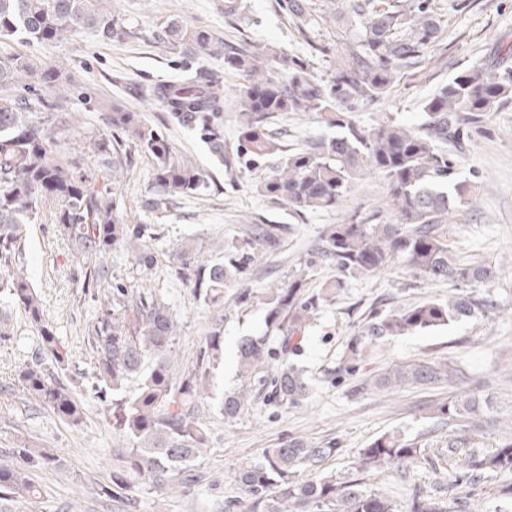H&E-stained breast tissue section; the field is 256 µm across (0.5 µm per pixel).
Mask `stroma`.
<instances>
[{
  "label": "stroma",
  "instance_id": "stroma-1",
  "mask_svg": "<svg viewBox=\"0 0 512 512\" xmlns=\"http://www.w3.org/2000/svg\"><path fill=\"white\" fill-rule=\"evenodd\" d=\"M242 4L243 18L235 23L224 15V0H112L113 10L138 30V38L105 43L85 32L69 42L29 49L47 64L66 62L67 109L81 113L86 130L107 129L113 103L131 106L162 130L176 157L198 166L209 178L211 188L205 194L179 200L164 211H148L143 202L152 193V160L143 155L118 187L129 221L152 225L157 234L153 243L157 265L151 284L178 320L184 366L194 362L212 313L175 275L173 254L178 244L195 237L202 258L220 261L231 244L247 236L254 225H286L278 249L260 258L242 281L224 289V359L210 380L218 394L245 385L238 373V346L243 338L264 334L270 286L296 281L311 293L338 277L333 263L307 264L325 225L340 223L346 215L369 224L395 220L387 182L378 173L363 175L340 211L289 213L256 191L257 183L271 173L269 161L230 179L197 135L166 124L161 103L141 96V88L180 81L188 69L198 67L223 73L224 99L229 105L247 83L243 74L225 70L223 57L191 60L149 42V32L174 17L269 59L279 53L301 58L316 77L330 78L351 32L344 14L335 13L329 0H308L316 19L317 45L313 48L297 34L276 0H242ZM432 8L440 22V37L424 50L419 63L397 74L380 101L357 106L352 113L357 124L370 127L390 117L418 125L423 100L463 69H512V56L504 54L505 46L512 45V0H432ZM447 150L457 162L459 179L469 181L476 195L475 206L460 207L453 217L448 249L460 262L495 267V278L477 288L475 295L496 303L498 313L387 338L368 346L355 369L348 371L343 362L346 346L362 334L371 310L389 312L448 296L447 285L423 282L401 266L348 279L336 299L321 306L295 358L313 383L308 399L292 407L260 395L230 421L216 404H209L203 420L212 444L200 460L206 480L187 497H170L140 484L127 512H249V501L235 480L238 466L290 435L315 442L336 441L338 451L323 462L322 471L341 480L359 478L367 489L389 496L398 512H404L418 491L447 499L454 475L438 458L448 446V425L428 408L429 403L447 401L451 394L447 385L364 395L357 391L361 383L389 367L447 360L466 372L479 397L493 400L497 419L512 416V99L463 138L449 142ZM53 211L52 203L43 204L37 220L28 225L25 259L45 319L69 351L71 362L63 379L82 398L84 418L79 426L71 427L47 410L21 404L18 369L30 360L38 338L24 314L14 311L16 334L10 344L0 347V449L13 447L22 434L36 446L54 449L66 460L67 470L38 475L39 506H32L27 495L16 494L0 503V512H61L73 481L87 486L106 480L116 445L104 418L105 403L88 393L93 373L86 336L97 305L82 287L69 242L54 230ZM244 290L252 298L242 304L238 295ZM398 430L419 441L425 463L398 471L356 474L352 463L360 450ZM510 483L511 474L500 475L467 488L466 512H512V498L501 493Z\"/></svg>",
  "mask_w": 512,
  "mask_h": 512
}]
</instances>
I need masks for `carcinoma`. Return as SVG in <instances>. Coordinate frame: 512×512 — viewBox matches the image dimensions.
<instances>
[{"label": "carcinoma", "instance_id": "cac0c4a2", "mask_svg": "<svg viewBox=\"0 0 512 512\" xmlns=\"http://www.w3.org/2000/svg\"><path fill=\"white\" fill-rule=\"evenodd\" d=\"M347 2L352 42L327 81L315 77L298 57L277 54V66L268 67L248 50L175 18L152 32L154 44L194 59L222 55L225 67L247 77L248 85L235 104L236 140L230 147L224 142L222 75L200 69L177 85H157L141 95L161 100L168 122L197 134L230 174L280 156L277 169L258 184L257 192L298 215L336 211L352 183L368 171L386 177L396 222L360 224L351 219L329 224L315 258L335 263L345 277L372 276L403 264L414 275L446 283L450 289L446 300L375 313L364 334L346 347L345 360L354 367L367 345L384 338L498 310L493 301L477 300L468 292L492 280L494 269L461 263L448 250L447 224L458 207L473 205L474 193L457 180L456 162L442 144L460 138L512 96V70L472 67L459 72L427 100L423 122L415 128L393 120L361 127L351 117L356 104L380 100L399 70L413 64L438 38L441 27L431 0ZM282 9L298 33L307 36L312 22L307 0H283ZM86 30L103 42L136 36L112 13L111 0H0V48L11 42L58 44ZM61 76L59 66L0 51V293L8 299V305L0 307V346L15 336L11 309L21 310L38 337L34 360L18 373L23 402L52 411L70 426L80 425L83 406L61 379L70 358L44 319L21 246L25 225L37 220L42 204L50 201L56 231L70 242L84 277L103 287L87 335L94 378L90 394L110 406L112 433L121 444L112 449L115 463L106 482L96 485L94 497L119 512L141 483L163 494L189 495L199 482L196 462L211 445L201 421L202 403L209 397L210 369L224 359V287L248 271L258 252L279 246L283 226L255 225L222 261L201 259L191 239L180 244L174 257L176 277L213 313L195 365L181 368L176 359L179 327L171 308L152 289L113 274L107 263L116 246L147 274L156 263L151 226L127 221L124 199L115 189L140 153L153 162V192L143 202L152 212L206 192L208 178L175 157L169 140L142 113L116 102L110 130L88 136V151L96 157L98 169H88L81 157L62 154L61 142L81 123L72 113L59 110L66 89ZM32 80L53 100L12 93ZM290 112H308L337 133L287 151L271 129V119ZM343 288L345 281L338 278L311 294L296 282L269 289L267 333L240 343L241 375L249 380L267 371L270 361L298 352L295 335L305 332L314 312L336 299ZM273 331L281 340L278 352L269 345ZM137 375L142 379L135 394H123L126 382ZM464 378L462 370L447 361H418L377 374L359 388L362 393L370 387L392 392L442 382L456 388L451 400L432 404L439 418L455 425L448 435V457L455 470L453 496L442 501L416 495L409 512H461L463 488L483 478L512 474V439L490 451L474 450L477 441L470 434V422L491 413L492 403L465 389ZM271 383L279 401L289 405L300 404L309 393L304 371L292 364L277 368ZM250 398L248 388L229 393L220 400V410L231 419ZM334 454V442L319 445L289 436L258 459L243 462L235 478L251 499L252 512H396L391 499L355 480L339 481L333 475H317L305 483L294 480L297 469L315 468ZM423 459L418 441L398 431L362 449L355 469L383 472ZM66 467L54 450L22 438L0 451V500L19 492L33 499L40 495L37 473Z\"/></svg>", "mask_w": 512, "mask_h": 512}]
</instances>
